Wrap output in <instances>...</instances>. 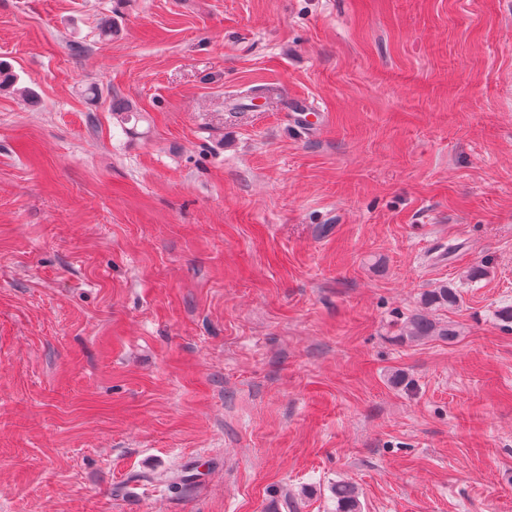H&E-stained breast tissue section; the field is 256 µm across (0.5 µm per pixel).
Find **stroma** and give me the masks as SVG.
<instances>
[{
	"label": "stroma",
	"mask_w": 512,
	"mask_h": 512,
	"mask_svg": "<svg viewBox=\"0 0 512 512\" xmlns=\"http://www.w3.org/2000/svg\"><path fill=\"white\" fill-rule=\"evenodd\" d=\"M0 61V512H512V0H0ZM460 301L459 294L455 288H448V285L432 288L424 294V303L427 308L453 307ZM408 338L412 340H424L432 336H442L448 339L454 335L448 331V327H442L439 322L426 314L412 316L406 326ZM336 499V512H359L360 505L354 485L348 481L336 483L333 488Z\"/></svg>",
	"instance_id": "stroma-1"
}]
</instances>
